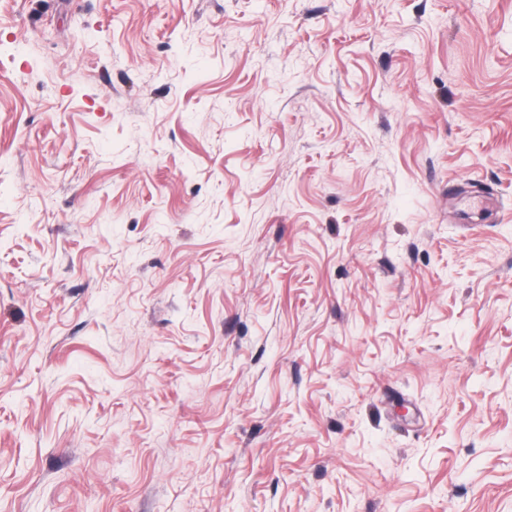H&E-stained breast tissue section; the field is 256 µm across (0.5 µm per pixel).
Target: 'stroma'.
I'll return each mask as SVG.
<instances>
[{
	"mask_svg": "<svg viewBox=\"0 0 512 512\" xmlns=\"http://www.w3.org/2000/svg\"><path fill=\"white\" fill-rule=\"evenodd\" d=\"M0 512H512V0H0Z\"/></svg>",
	"mask_w": 512,
	"mask_h": 512,
	"instance_id": "1",
	"label": "stroma"
}]
</instances>
